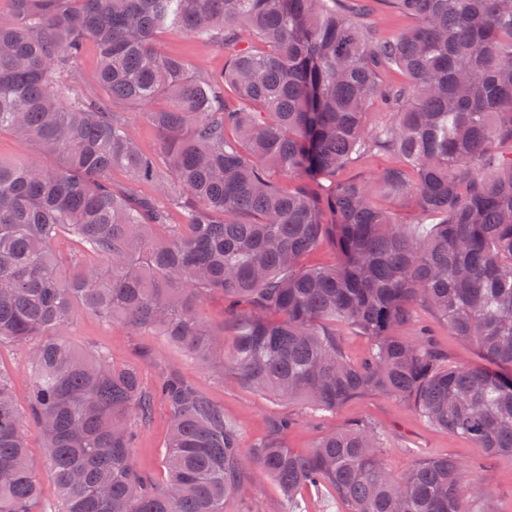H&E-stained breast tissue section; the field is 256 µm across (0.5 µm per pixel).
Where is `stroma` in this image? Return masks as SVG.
<instances>
[{"label": "stroma", "mask_w": 512, "mask_h": 512, "mask_svg": "<svg viewBox=\"0 0 512 512\" xmlns=\"http://www.w3.org/2000/svg\"><path fill=\"white\" fill-rule=\"evenodd\" d=\"M159 44L166 53L184 58L195 70L214 71L224 66L222 49L195 42L180 30L163 32ZM423 325L430 329L434 346L447 352L453 361L461 365L476 363L474 348L455 336L447 324L429 309L416 308L412 320L401 327L400 334L416 339ZM58 335L80 350L105 349L112 358L113 366H137L142 384L149 391L156 389L166 371L179 372L223 405L225 414L238 422L243 451H250L255 443L268 435L275 421L289 414L300 420L286 437L288 447L297 452L312 448L328 431L368 420L385 437V461L394 475H403L420 459L450 455L472 471H485L487 479L481 488L484 500L496 512H512L511 460L490 457L485 449L475 447L471 441L422 422L406 405L391 397L363 395L346 402L336 411L315 414L299 402L258 392L238 381L231 373L214 371L187 356L158 332L146 335L129 325L81 313L60 329ZM31 374L26 353L14 343H1L0 375L10 383L14 401L24 412L29 409ZM169 416L168 406L155 402L150 421L135 428L134 463L138 471L158 483L166 480L162 456ZM25 432L32 471L45 492L35 508L37 512H53L56 500L52 495L51 472L44 452L42 431L29 419L25 422ZM247 479L249 490L245 497L227 499L224 512H281L279 488L271 477L251 466L247 469Z\"/></svg>", "instance_id": "stroma-1"}]
</instances>
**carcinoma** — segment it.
Here are the masks:
<instances>
[{"label":"carcinoma","mask_w":512,"mask_h":512,"mask_svg":"<svg viewBox=\"0 0 512 512\" xmlns=\"http://www.w3.org/2000/svg\"><path fill=\"white\" fill-rule=\"evenodd\" d=\"M358 2L357 15L345 0L0 5V133L58 157L54 168L0 160V343L32 368L53 512H224L247 491L224 407L176 372L152 395L108 351L53 338L79 310L160 330L193 359L320 411L367 392L399 398L512 461V0ZM381 4L413 25L376 35ZM170 27L224 50V69L195 72L165 54L158 34ZM90 46L99 69L78 90ZM385 70L403 80L383 82ZM374 102L391 122L368 126ZM137 105L161 133L158 157L120 112ZM379 156L389 166L377 180L354 171ZM116 170L128 184L112 181ZM145 182L156 195L134 189ZM378 192L429 227L412 234L415 219L379 206ZM61 235L103 264L75 254L62 276ZM325 241L335 264H305ZM214 292L229 332L209 330L198 311ZM417 306L485 364L397 335ZM338 325L367 337L364 358L348 357ZM156 396L170 410L161 485L133 463L135 426ZM23 421L0 374V512H33L43 496ZM294 425L275 422L250 457L276 481L282 512H304L308 487L330 488L344 512H493L475 506L480 480L451 456L396 477L371 423L329 431L304 453L286 445Z\"/></svg>","instance_id":"1"}]
</instances>
